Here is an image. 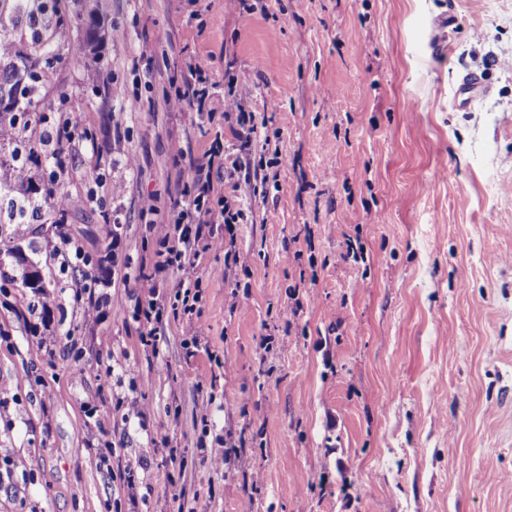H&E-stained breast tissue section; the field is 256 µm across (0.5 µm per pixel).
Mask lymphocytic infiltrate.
<instances>
[{"mask_svg": "<svg viewBox=\"0 0 512 512\" xmlns=\"http://www.w3.org/2000/svg\"><path fill=\"white\" fill-rule=\"evenodd\" d=\"M210 58L197 54L184 58L174 96L167 106L178 112L203 114L211 98ZM224 137L215 135L200 162L185 168L175 188L176 198L160 223L154 260L134 267L129 275L135 287L146 289V303L136 304L135 318L142 335L156 338L165 319L178 322L188 343L198 344L197 319L203 300L194 269L199 257L223 252L225 263L213 268L211 278L225 280L227 263L237 260L233 249L238 224L245 212L224 193L234 173L224 161Z\"/></svg>", "mask_w": 512, "mask_h": 512, "instance_id": "1", "label": "lymphocytic infiltrate"}]
</instances>
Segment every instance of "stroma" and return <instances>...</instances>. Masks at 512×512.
Returning <instances> with one entry per match:
<instances>
[{"instance_id": "35a3bbf8", "label": "stroma", "mask_w": 512, "mask_h": 512, "mask_svg": "<svg viewBox=\"0 0 512 512\" xmlns=\"http://www.w3.org/2000/svg\"><path fill=\"white\" fill-rule=\"evenodd\" d=\"M263 3L72 0L41 95L96 138L70 145L66 229L100 265L61 274L54 232L0 195L26 250L0 260V512H512V0ZM186 53L237 79L276 183L234 125L166 109ZM469 73L488 91L464 106ZM218 131L244 288L228 311L224 255L201 257L199 345L169 322L154 350L123 284L158 236L141 199L167 209ZM99 167L123 187L105 215L83 204ZM225 433L254 475L211 461Z\"/></svg>"}]
</instances>
